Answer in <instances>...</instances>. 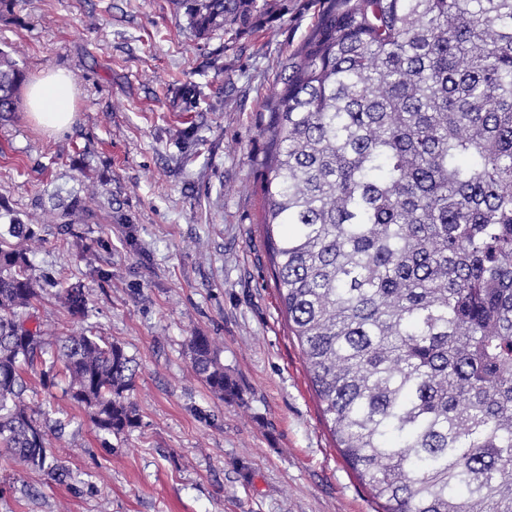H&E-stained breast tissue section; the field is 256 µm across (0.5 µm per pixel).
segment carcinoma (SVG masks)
<instances>
[{
    "mask_svg": "<svg viewBox=\"0 0 512 512\" xmlns=\"http://www.w3.org/2000/svg\"><path fill=\"white\" fill-rule=\"evenodd\" d=\"M224 50L287 0H176ZM263 108L264 241L336 447L377 512H512V0H324L279 63ZM26 73L0 49V114ZM184 108L200 86L178 88ZM75 197L46 221L73 230ZM0 448L57 481L51 422L26 375L61 387L95 427H138L137 365L101 336L48 342L27 322L42 286L29 225L0 212ZM57 299L81 317L79 283ZM189 348L236 393L210 337Z\"/></svg>",
    "mask_w": 512,
    "mask_h": 512,
    "instance_id": "obj_1",
    "label": "carcinoma"
}]
</instances>
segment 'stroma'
Listing matches in <instances>:
<instances>
[{
    "instance_id": "1",
    "label": "stroma",
    "mask_w": 512,
    "mask_h": 512,
    "mask_svg": "<svg viewBox=\"0 0 512 512\" xmlns=\"http://www.w3.org/2000/svg\"><path fill=\"white\" fill-rule=\"evenodd\" d=\"M321 0H288L239 51L196 40L173 0H18L0 48L35 81L76 82L75 122L49 133L25 104L0 117V200L35 232L26 246L48 339L86 331L138 364L132 432L111 436L30 377L27 399L66 421L51 452L65 483L0 458V512H376L335 446L288 330L263 247L262 103ZM198 83V111L170 82ZM80 197L83 239L45 221ZM81 283L84 317L55 296ZM212 337L238 394L218 399L188 341Z\"/></svg>"
}]
</instances>
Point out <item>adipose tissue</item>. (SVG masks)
Here are the masks:
<instances>
[{
	"label": "adipose tissue",
	"mask_w": 512,
	"mask_h": 512,
	"mask_svg": "<svg viewBox=\"0 0 512 512\" xmlns=\"http://www.w3.org/2000/svg\"><path fill=\"white\" fill-rule=\"evenodd\" d=\"M29 106L35 118L48 130L70 126L75 119L73 77L51 72L38 79L30 89Z\"/></svg>",
	"instance_id": "adipose-tissue-1"
}]
</instances>
